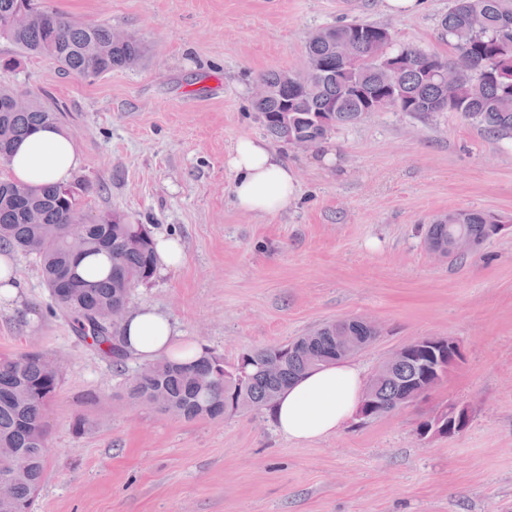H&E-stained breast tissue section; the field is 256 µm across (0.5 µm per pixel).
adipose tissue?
I'll list each match as a JSON object with an SVG mask.
<instances>
[{
    "label": "adipose tissue",
    "instance_id": "1",
    "mask_svg": "<svg viewBox=\"0 0 512 512\" xmlns=\"http://www.w3.org/2000/svg\"><path fill=\"white\" fill-rule=\"evenodd\" d=\"M79 165L74 142L55 124L38 127L18 140L8 163L15 182L24 186L67 185ZM226 165L234 175V200L241 210L276 214L287 210L296 196L291 170L262 139L239 138ZM121 332L130 353L144 361L190 359L202 351L176 331L166 314L149 306L130 311ZM364 385L362 368L346 359L306 374L275 401L278 431L297 444L335 435L354 416Z\"/></svg>",
    "mask_w": 512,
    "mask_h": 512
}]
</instances>
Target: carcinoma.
I'll return each mask as SVG.
<instances>
[{"mask_svg": "<svg viewBox=\"0 0 512 512\" xmlns=\"http://www.w3.org/2000/svg\"><path fill=\"white\" fill-rule=\"evenodd\" d=\"M441 36L456 52L451 60L436 53L396 42H373L385 27L350 22L314 31L306 43L308 61L322 66L307 87L284 80L285 73L262 77L271 88L269 98L253 103L267 132L281 138L282 121L317 145L339 126L374 112L383 95L396 97L399 112H458L493 134L512 132V0H454L441 21ZM359 33L367 41L357 57L345 63L336 57L341 33ZM0 38L22 50L49 57L66 71L97 78L134 65L141 57L140 42L130 36L115 38L106 23L75 24L49 6L34 0H0ZM387 55L401 56L398 75L382 65ZM454 64L460 72L454 100L441 101L443 83L427 71L428 61ZM15 92L0 87V162H9L16 142L31 129L56 124L58 110L37 98L20 112L1 108ZM37 208L42 223L30 224L26 216ZM77 199L71 187L47 185L31 188L0 177V248L36 256L54 307L66 315L76 335L92 343L116 367H123L127 351L120 341V323L112 322V308L132 301L134 289L156 273L151 230L129 224L112 214L110 224L74 226ZM496 218L480 211L459 210L440 215L428 225L424 244L446 246L448 239L466 236L482 245L496 235ZM107 258L104 276L79 271L82 260ZM336 323L326 324L290 344H278L244 355L246 376L239 365L205 351L191 362L160 359L148 363L145 374L128 379L126 395L133 404L187 421L219 420L224 415L260 411L273 406L288 384L312 369L310 361L344 359L336 353ZM416 358L383 371L377 381L374 415L391 413L405 400L416 379L434 386L437 377L418 366ZM62 377L39 353L0 356V477L13 489L15 509H29L45 479L48 431L46 411L57 394Z\"/></svg>", "mask_w": 512, "mask_h": 512, "instance_id": "cac0c4a2", "label": "carcinoma"}]
</instances>
